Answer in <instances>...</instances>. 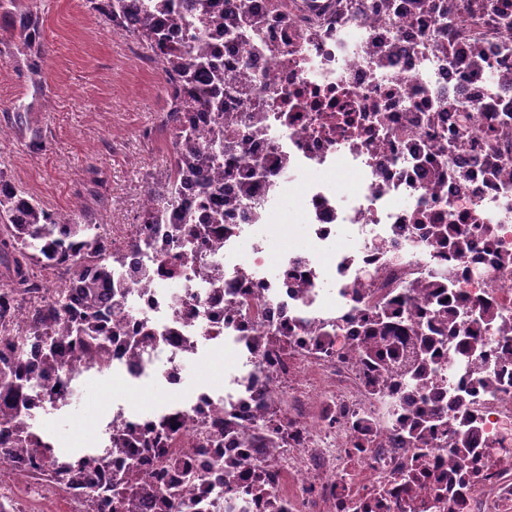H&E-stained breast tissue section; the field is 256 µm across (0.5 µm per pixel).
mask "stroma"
<instances>
[{
    "mask_svg": "<svg viewBox=\"0 0 512 512\" xmlns=\"http://www.w3.org/2000/svg\"><path fill=\"white\" fill-rule=\"evenodd\" d=\"M156 63L93 0H0V176L80 223L137 224L176 132ZM88 384L62 421L80 447L112 403Z\"/></svg>",
    "mask_w": 512,
    "mask_h": 512,
    "instance_id": "1",
    "label": "stroma"
}]
</instances>
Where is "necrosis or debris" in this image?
Here are the masks:
<instances>
[{
  "label": "necrosis or debris",
  "mask_w": 512,
  "mask_h": 512,
  "mask_svg": "<svg viewBox=\"0 0 512 512\" xmlns=\"http://www.w3.org/2000/svg\"><path fill=\"white\" fill-rule=\"evenodd\" d=\"M173 48L208 63L223 117L193 111L206 181L188 176L151 229L112 234L102 348L50 351L31 307L82 313L73 274L0 322L32 397L0 414V512H108L94 484L140 488L136 512H512V0H139ZM357 174L342 191L292 174ZM458 224L457 251L438 225ZM302 243L278 250L286 225ZM468 329L443 327L449 310ZM400 358L365 359L383 312ZM440 328L435 384L410 379L413 329ZM472 352L460 355L461 341ZM231 354L220 384L189 370ZM116 396L86 451L50 423L82 384ZM145 382L168 398L134 407ZM459 397L476 438L453 447ZM434 411L425 444L407 417ZM53 448L46 463L40 446Z\"/></svg>",
  "instance_id": "4bbe7bcc"
}]
</instances>
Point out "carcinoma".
<instances>
[{"label": "carcinoma", "instance_id": "cac0c4a2", "mask_svg": "<svg viewBox=\"0 0 512 512\" xmlns=\"http://www.w3.org/2000/svg\"><path fill=\"white\" fill-rule=\"evenodd\" d=\"M108 14L112 20L120 22L125 17L138 20L139 29L135 37L140 41L143 50L151 53L164 22L151 15L138 18V0H106ZM189 63L177 54L168 56L161 64L167 76L171 107L166 114V123L175 129L185 126V113L197 108L212 109L215 103L209 93L197 88L188 91L182 82L184 68ZM209 157L196 155L191 143L185 142L177 147L167 179L172 180L185 172H201ZM67 237L61 238L55 232V223L51 221V213L39 203L17 193L8 183L0 178V227L5 235L0 237V311L7 305L17 301L26 293L31 284L30 261L38 259L45 269L58 264L73 261L78 266L77 252L102 253L106 247L93 240H87L83 248L77 250L67 242V238L79 234L84 225L76 219L67 218ZM97 273L81 281L85 299V314L73 319L63 316V309L51 305L32 310L30 318L31 330L39 334L46 328L63 332L72 336L76 342L83 344L102 333L99 325L100 290L112 284V259L103 257L97 263ZM396 329L390 325L389 319L378 316L369 321L365 330L368 343L364 346V355L374 365L384 363L395 357L392 336ZM421 358L414 367L415 377L433 374L434 356L441 337L436 330L426 329L417 333ZM26 384L22 379L21 368L15 362L0 358V405L9 410L27 401L24 395ZM448 413L457 426L452 430L455 446L467 447L472 438V425L463 416L460 401L448 397Z\"/></svg>", "mask_w": 512, "mask_h": 512}]
</instances>
